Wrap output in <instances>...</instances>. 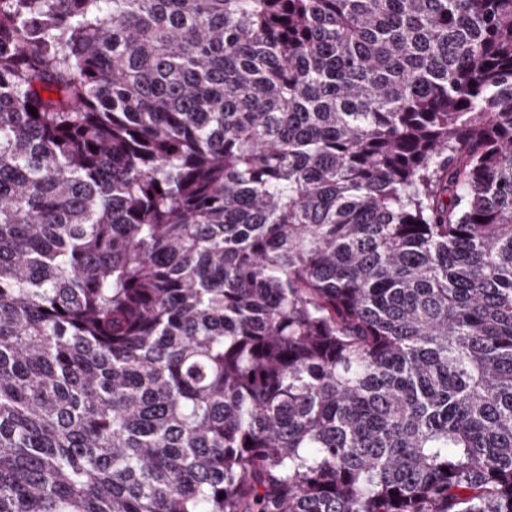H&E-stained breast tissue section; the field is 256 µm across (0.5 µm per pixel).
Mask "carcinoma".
<instances>
[{"label":"carcinoma","mask_w":512,"mask_h":512,"mask_svg":"<svg viewBox=\"0 0 512 512\" xmlns=\"http://www.w3.org/2000/svg\"><path fill=\"white\" fill-rule=\"evenodd\" d=\"M0 512H512V0H0Z\"/></svg>","instance_id":"obj_1"}]
</instances>
